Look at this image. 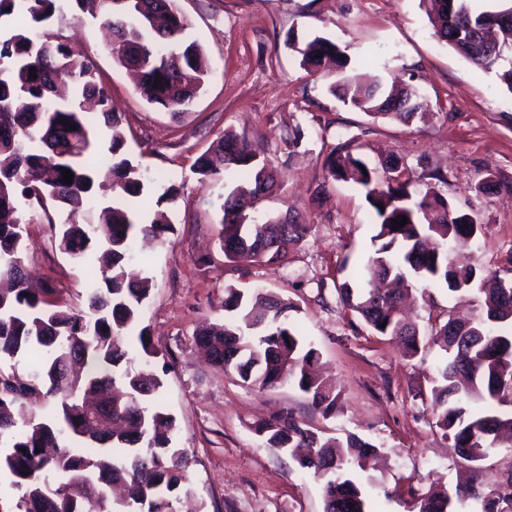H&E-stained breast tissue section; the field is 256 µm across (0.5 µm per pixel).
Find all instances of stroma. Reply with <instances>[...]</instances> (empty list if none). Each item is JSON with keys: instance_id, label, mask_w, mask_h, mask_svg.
Here are the masks:
<instances>
[{"instance_id": "1", "label": "stroma", "mask_w": 512, "mask_h": 512, "mask_svg": "<svg viewBox=\"0 0 512 512\" xmlns=\"http://www.w3.org/2000/svg\"><path fill=\"white\" fill-rule=\"evenodd\" d=\"M176 4L210 69L203 93L177 117L140 97L133 77L113 60L99 16L67 0L55 24L95 61L97 79L122 115L128 154L151 173H166L179 189L176 203L139 214L150 220L164 212L174 233L146 254H133L127 267L154 285L142 323L159 352L152 364L164 371L159 402L175 417V446L193 459L195 496L181 503L182 512H323L321 481L254 431L283 409L325 435L355 434L376 445L369 512H418L412 486H493L512 464V447L492 449L480 471L467 468L436 433L431 409L410 394L434 368L438 349L405 357L398 342L374 335L339 302L337 289L351 275L366 285L362 270L377 227L365 188L329 180L324 162L346 142L372 164L398 159L414 191L443 173L440 192L483 226L464 247L466 262L510 278L512 92L437 41L420 0ZM291 31L303 42L317 36L336 42L350 61L348 75L414 86L429 105L427 117L405 125L344 105L328 91L333 72L301 66L287 42ZM227 131L264 151L276 171L279 189L266 200L265 216L288 214L312 227L286 265L224 259L218 231L228 188L201 182L194 161ZM487 176L500 191H478ZM26 246L34 285L53 288L60 303L80 304L88 271L59 252L43 225H29ZM204 255L209 264L198 265ZM229 283L263 288L299 306L302 333L341 394L340 412L323 417L293 386L260 391L235 369L208 361L194 336L201 326L223 323ZM412 295L411 318L423 332L449 314L479 313L477 303L462 302L443 284L415 283Z\"/></svg>"}]
</instances>
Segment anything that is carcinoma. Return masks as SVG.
Segmentation results:
<instances>
[{
    "label": "carcinoma",
    "mask_w": 512,
    "mask_h": 512,
    "mask_svg": "<svg viewBox=\"0 0 512 512\" xmlns=\"http://www.w3.org/2000/svg\"><path fill=\"white\" fill-rule=\"evenodd\" d=\"M97 11L112 34L113 58L128 67L125 45L140 50L138 92L149 104L174 115L203 91L208 65L199 45L184 38L188 22L173 0H75ZM433 36L470 61L495 72L512 92V0L489 8L478 0H422ZM62 14L61 0H0V17L15 16V29L0 38V480L20 492L0 496V512H175L189 496L190 459L172 447L175 420L156 403L162 385L149 367H134L133 350L158 357L142 309L150 297L149 277L126 270V260L174 231L164 218L139 221L130 201L151 204L157 179L124 152L120 113L95 79L89 58L72 56L61 31L49 22ZM288 45L301 64L320 70L336 61L329 91L373 117L410 124L427 103L409 86L354 84L344 75L348 58L328 38ZM160 85H155V79ZM224 168L203 154L195 162L201 181L234 177L236 185L221 205L219 242L225 259L284 263L310 233V225L290 219L274 224H240L244 204L252 214L274 193L277 178L264 152L244 138L224 133ZM111 164L109 195L98 193L95 168ZM73 174L62 182L63 169ZM328 177L367 189L377 225L367 268L382 280L409 278L446 284L461 298L474 297L481 314L474 322L455 318L427 335L400 316L401 294L379 288L337 289L341 303L358 313L377 334L397 337L405 355L415 357L431 344L441 351L432 373L411 389L430 401L435 427L450 439L457 456L479 468L488 450L512 432V277L475 266L456 265L450 245L475 238L482 225L456 211L436 186L413 193L395 173L399 162L369 166L346 144L325 160ZM34 201L45 219L19 210L18 200ZM67 212L58 224L50 212ZM407 224L394 229V220ZM45 223L59 251L90 271L85 306L72 309L52 298L51 288H34L26 268L27 225ZM298 307L271 292L224 288V324L203 328L196 342L219 367L232 366L242 381L264 390L292 383L325 417L341 411L336 387L316 374L317 351L292 322ZM37 366L18 372L14 361ZM98 395L112 405V420L96 422L80 411L83 398ZM474 401L486 403L478 413ZM264 443L291 455L300 468L323 482L325 512H368L360 474L368 470L376 445L355 435L327 437L282 410L255 426ZM418 512H512V464L489 490L479 485L418 495Z\"/></svg>",
    "instance_id": "1"
}]
</instances>
